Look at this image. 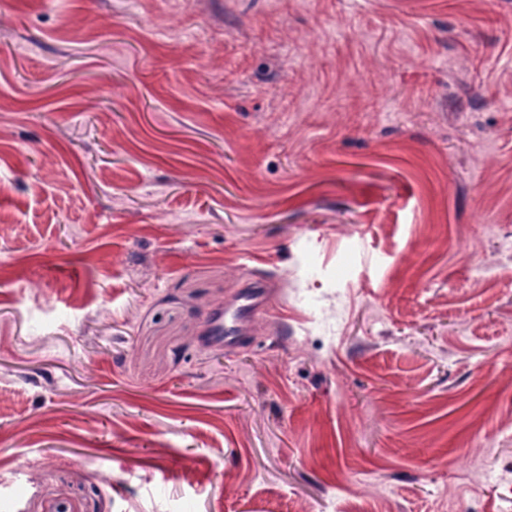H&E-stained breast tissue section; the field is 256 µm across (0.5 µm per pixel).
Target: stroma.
<instances>
[{"label": "stroma", "mask_w": 512, "mask_h": 512, "mask_svg": "<svg viewBox=\"0 0 512 512\" xmlns=\"http://www.w3.org/2000/svg\"><path fill=\"white\" fill-rule=\"evenodd\" d=\"M0 219V512H512V0H0ZM272 302L268 288L261 283L242 288L229 304L207 313L201 344L205 349L228 351L246 339L255 317Z\"/></svg>", "instance_id": "stroma-1"}]
</instances>
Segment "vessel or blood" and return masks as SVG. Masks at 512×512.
Returning a JSON list of instances; mask_svg holds the SVG:
<instances>
[{
	"instance_id": "b4317fda",
	"label": "vessel or blood",
	"mask_w": 512,
	"mask_h": 512,
	"mask_svg": "<svg viewBox=\"0 0 512 512\" xmlns=\"http://www.w3.org/2000/svg\"><path fill=\"white\" fill-rule=\"evenodd\" d=\"M272 295L263 284L241 289L229 304L210 310L201 338L203 348L228 351L239 347L255 317L271 303Z\"/></svg>"
}]
</instances>
